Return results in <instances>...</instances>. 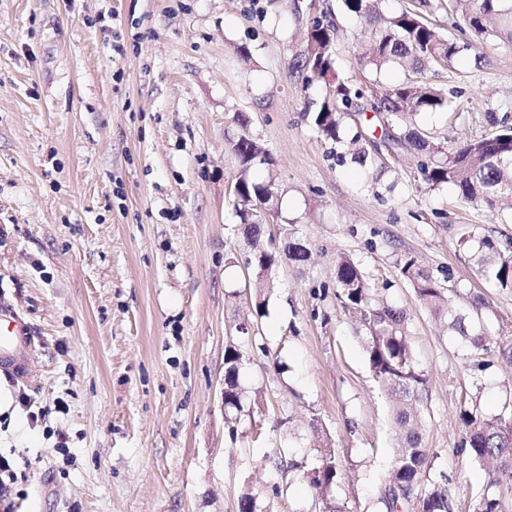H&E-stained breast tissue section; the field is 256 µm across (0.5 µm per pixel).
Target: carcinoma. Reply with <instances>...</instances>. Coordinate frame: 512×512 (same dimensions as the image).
Here are the masks:
<instances>
[{
  "label": "carcinoma",
  "mask_w": 512,
  "mask_h": 512,
  "mask_svg": "<svg viewBox=\"0 0 512 512\" xmlns=\"http://www.w3.org/2000/svg\"><path fill=\"white\" fill-rule=\"evenodd\" d=\"M382 0H342L343 10L366 23L363 38L370 41L369 53L360 58L361 67L375 75L396 67L410 79L399 83L383 97L367 99V110L377 113L387 140L406 145L419 157L418 172L435 189L454 186L462 201L493 207L496 200L512 195V125L503 122L489 137L465 142L448 152L432 143L413 126L402 127L412 115L450 110L452 100L442 88L422 81L425 66H445L473 44H460L441 34L425 17L427 9L445 10L469 33L483 39L496 37L512 43V0H419V7L403 9L381 17ZM335 27L327 16L316 17L308 32L315 47L306 57L308 81L324 80L329 90L314 111L304 117L318 137L338 142L346 119L364 98L365 87L349 84L334 68ZM357 133L351 139L353 154L366 168L379 165L380 157L369 155ZM240 171L234 186V208L240 214L243 232L254 243L264 225L247 222L256 203H264L277 191L272 181H258L252 175L258 164L269 163V156L248 132L232 142ZM283 246L279 251L256 250L247 264L252 267L256 287L269 285L274 266L283 261L300 265L308 260V249L288 225H282ZM460 246L473 250L478 275L502 288H512V245L470 230L460 238ZM400 278L413 288L419 302L443 322L448 331L460 337L475 356L491 350L490 337L475 319L448 301L447 288L418 257L404 252L397 255ZM336 299L361 316L363 345L369 370L387 398L394 428L398 431L394 461L381 496L386 512H451L447 476L434 469L435 454L426 448L421 407L424 406L426 378L416 360L410 340L406 310L380 298L378 288L359 264L344 258L336 266ZM244 355L229 344L224 351V416L235 422L244 411L245 390L239 384ZM465 429L461 448L474 462L488 468L491 482L512 481V427L505 417L484 416L476 410H463ZM338 477V464L330 450L322 448L310 463L307 478L321 499H326Z\"/></svg>",
  "instance_id": "cac0c4a2"
}]
</instances>
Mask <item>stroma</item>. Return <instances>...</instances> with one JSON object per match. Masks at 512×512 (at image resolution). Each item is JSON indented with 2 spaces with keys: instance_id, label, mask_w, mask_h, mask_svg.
<instances>
[{
  "instance_id": "stroma-1",
  "label": "stroma",
  "mask_w": 512,
  "mask_h": 512,
  "mask_svg": "<svg viewBox=\"0 0 512 512\" xmlns=\"http://www.w3.org/2000/svg\"><path fill=\"white\" fill-rule=\"evenodd\" d=\"M325 11L336 70L360 83L362 23L338 0H0V304L23 313L34 345L28 378L0 372V386L52 409L47 430L24 436L0 416V454L26 473L14 512H238L246 493L257 512H321L306 474L269 459L309 461L322 443L339 464L336 500L383 512L395 429L359 321L335 296L344 256L409 313L427 378L424 442L450 479L451 512H474L489 489L512 512V482L490 485L460 446L461 410L490 417L512 404V363L499 354L512 347V288L478 276L458 244L468 227L512 241V200L491 209L430 189L371 112L348 121L344 142L317 136L303 114L328 87L307 82L304 61ZM423 77L456 105L413 117L434 143L512 124V45L475 43ZM240 112L271 159L257 177L282 191L277 224L252 216L261 243L280 247L277 226L291 224L310 252L273 270L262 317L233 206ZM359 130L386 163L379 179L351 159ZM403 252L447 275L455 306L491 303L488 370L398 279ZM243 325L256 343L232 428L224 350Z\"/></svg>"
}]
</instances>
